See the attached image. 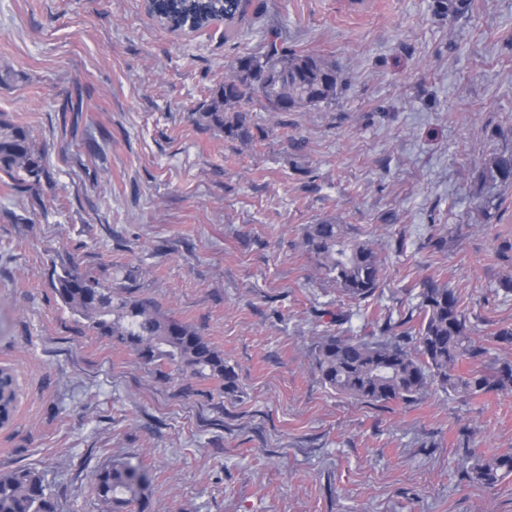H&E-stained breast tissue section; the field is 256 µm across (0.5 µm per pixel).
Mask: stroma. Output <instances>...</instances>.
I'll list each match as a JSON object with an SVG mask.
<instances>
[{"label": "stroma", "mask_w": 512, "mask_h": 512, "mask_svg": "<svg viewBox=\"0 0 512 512\" xmlns=\"http://www.w3.org/2000/svg\"><path fill=\"white\" fill-rule=\"evenodd\" d=\"M273 29L335 59V105L253 110L246 144L205 128L199 107ZM0 119L44 167L0 171V366L20 388L0 475L39 472L60 512H102L90 476L129 456L150 512H512V476L484 487L466 460L512 452V392L372 405L316 369L321 337L370 339L431 281L459 293L476 368L512 360L493 340L512 327V179L483 177L512 152V0H252L233 33L187 35L144 0H0ZM324 219L377 252L368 299L305 248ZM65 267L193 325L234 390L88 329L53 289Z\"/></svg>", "instance_id": "1"}]
</instances>
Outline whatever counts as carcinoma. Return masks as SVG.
<instances>
[{"instance_id": "1", "label": "carcinoma", "mask_w": 512, "mask_h": 512, "mask_svg": "<svg viewBox=\"0 0 512 512\" xmlns=\"http://www.w3.org/2000/svg\"><path fill=\"white\" fill-rule=\"evenodd\" d=\"M250 0H150L149 15L172 32L200 31L215 23L224 32L245 18ZM272 32L267 50L243 55L229 66L224 83L213 89L200 109L204 126L224 137L246 143L252 140L250 113L257 103L267 112H306L336 102L344 79L336 61L318 53H303L278 43ZM0 170L24 173L39 180L40 155L28 131L0 121ZM490 180L512 178V154H501L485 166ZM303 243L316 258L326 278L348 298L362 301L373 295L382 276L377 253L367 242L350 239L339 224L325 220L304 229ZM54 288L62 302L87 320L101 336L132 347L149 363L177 365L190 377L215 379L220 390L235 387L233 372L224 355L190 324L164 312L150 299L115 296L101 288L89 272L65 270L56 275ZM422 317L388 340L390 325L380 329L383 338L322 337L316 367L322 382L338 393L369 404L416 402L434 384L469 396L512 390V361L497 364L491 372H455L464 359L476 361L485 348L475 344L456 292L431 283L421 292ZM512 474V453L479 454L471 476L493 488ZM153 478L137 458L129 457L97 468L91 491L106 512H149ZM0 512H59L43 477L18 469L0 475Z\"/></svg>"}]
</instances>
